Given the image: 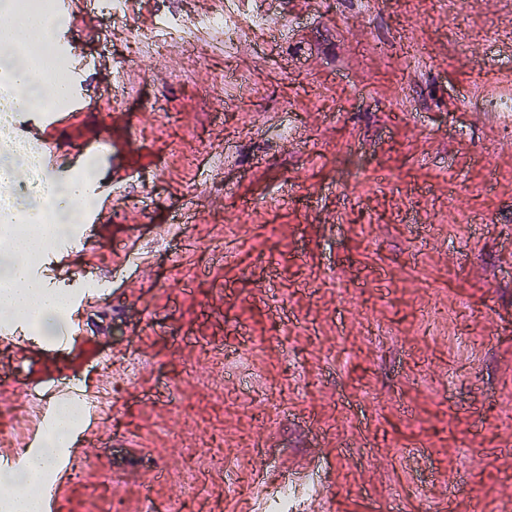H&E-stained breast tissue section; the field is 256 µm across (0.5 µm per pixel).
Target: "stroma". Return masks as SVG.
Segmentation results:
<instances>
[{
	"mask_svg": "<svg viewBox=\"0 0 512 512\" xmlns=\"http://www.w3.org/2000/svg\"><path fill=\"white\" fill-rule=\"evenodd\" d=\"M200 2L86 0L68 34L95 73L52 141L93 168L111 219L68 263L48 249L32 265L107 278L82 315L98 360L0 351V403L41 398L58 369L91 384L132 359L139 377L99 392L117 430L90 435L60 512H255L301 467L333 512H503L512 0H241V20L259 9L278 29L231 46ZM169 13L197 53L162 29ZM188 211L185 238L161 236Z\"/></svg>",
	"mask_w": 512,
	"mask_h": 512,
	"instance_id": "obj_1",
	"label": "stroma"
}]
</instances>
